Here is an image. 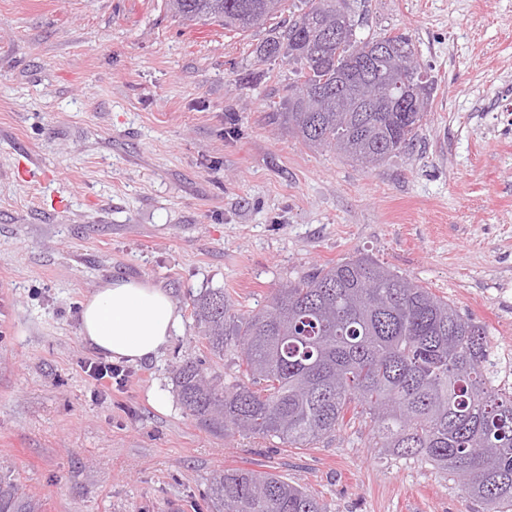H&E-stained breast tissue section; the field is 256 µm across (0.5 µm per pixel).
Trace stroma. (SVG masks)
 I'll return each instance as SVG.
<instances>
[{"mask_svg":"<svg viewBox=\"0 0 512 512\" xmlns=\"http://www.w3.org/2000/svg\"><path fill=\"white\" fill-rule=\"evenodd\" d=\"M164 3L0 0V470L45 512H207L234 467L327 512H481L358 425L308 448L212 435L172 368L238 374L236 353L210 359L188 295L254 310L362 252L483 324L512 391V0H350L360 36L408 33L435 81L415 146L371 170L269 121L293 65L257 57L265 31L188 27ZM117 278L166 289L181 323L102 399L79 310Z\"/></svg>","mask_w":512,"mask_h":512,"instance_id":"stroma-1","label":"stroma"}]
</instances>
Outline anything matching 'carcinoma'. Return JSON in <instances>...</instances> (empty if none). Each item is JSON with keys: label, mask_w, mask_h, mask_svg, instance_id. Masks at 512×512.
I'll list each match as a JSON object with an SVG mask.
<instances>
[{"label": "carcinoma", "mask_w": 512, "mask_h": 512, "mask_svg": "<svg viewBox=\"0 0 512 512\" xmlns=\"http://www.w3.org/2000/svg\"><path fill=\"white\" fill-rule=\"evenodd\" d=\"M287 0H166L192 24L228 32L269 26L256 48L264 60L295 64L287 95L273 102V120L309 146H322L364 167L399 155L418 140L425 113L390 112L389 70L417 61L411 36L392 68L367 65L379 33L343 46L327 33L357 28L347 5L301 0L285 20ZM372 68L367 74L366 68ZM371 80L373 112H338L336 92L364 97ZM212 356L243 354L229 384L187 357L173 368L182 407L207 432L247 433L308 447L335 435L346 420L369 422L374 447L398 457L422 456L457 478L484 512H512V393L493 384L486 328L448 299L365 254L326 264L274 289L267 304L241 312L224 290L190 299ZM210 512H324L307 488L268 471L216 472ZM42 503L11 476H0V512H41Z\"/></svg>", "instance_id": "1"}]
</instances>
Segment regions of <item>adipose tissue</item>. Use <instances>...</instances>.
Masks as SVG:
<instances>
[{"instance_id":"ef3b65f1","label":"adipose tissue","mask_w":512,"mask_h":512,"mask_svg":"<svg viewBox=\"0 0 512 512\" xmlns=\"http://www.w3.org/2000/svg\"><path fill=\"white\" fill-rule=\"evenodd\" d=\"M180 322L166 290L117 279L97 288L82 303L79 333L95 351L116 361L138 363L159 354Z\"/></svg>"}]
</instances>
